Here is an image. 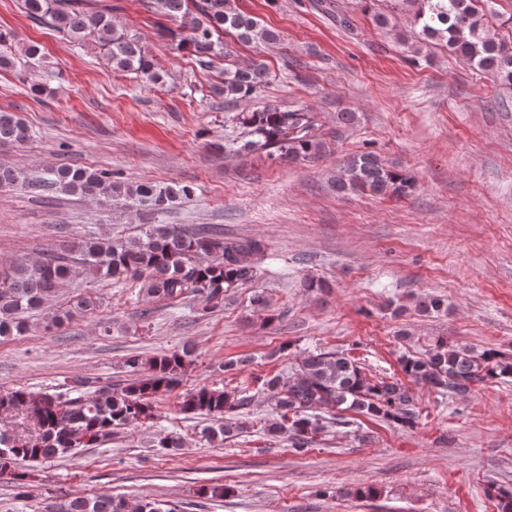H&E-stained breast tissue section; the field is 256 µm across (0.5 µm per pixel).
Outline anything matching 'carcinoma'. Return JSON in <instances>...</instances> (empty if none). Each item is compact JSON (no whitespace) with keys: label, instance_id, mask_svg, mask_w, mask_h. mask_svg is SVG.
Returning <instances> with one entry per match:
<instances>
[{"label":"carcinoma","instance_id":"1","mask_svg":"<svg viewBox=\"0 0 512 512\" xmlns=\"http://www.w3.org/2000/svg\"><path fill=\"white\" fill-rule=\"evenodd\" d=\"M392 10L411 11L417 37L441 41L448 53L468 62L477 71L505 84H512V44L490 35L481 0H385ZM27 17L52 29L77 45L95 43L114 71L132 73L145 85L163 79L152 57L136 34L112 23L109 9H91L85 0H22ZM149 7L167 18L178 19L179 29L167 36L172 49L195 56L208 66L224 56L222 34L233 31L243 42H271L275 31L237 11L230 0H151ZM16 33L0 29V67L22 70L44 66L43 56L29 45L16 56L12 47ZM261 66L224 69V80L215 93L224 102L246 99L266 82ZM230 127L224 135V150L262 153L271 159L296 161L318 156L323 147L322 125L305 108L267 105L224 117ZM30 139L27 126L9 112H0V144H23ZM417 187L414 175L387 166L372 150L349 157L340 178L339 192L355 191L379 198L411 196ZM0 188L20 189L50 197L54 194L117 198L140 211L145 219L161 214L193 196V189L178 182L128 184L112 179V173L82 167L44 171L29 179L14 168L0 166ZM271 254L261 239L230 238L218 229L188 230L182 224H147L133 238L105 239L88 235L73 241L65 252L48 250L43 256L21 261L0 272V338L18 336L27 323L22 315L51 302L67 282L77 279L132 282L145 299L178 300L204 294L221 301L224 294L254 283L269 263ZM90 296L73 307L47 318L50 330L75 311L95 308ZM124 364L131 377L119 384L95 385L75 379L63 391L35 395L25 388L0 390V415L22 414V429L0 430V474L22 469L25 477L39 465L55 458L74 456L81 448H97L116 430L143 424L155 417V401L175 389L193 365L191 351L174 350L145 360L129 354ZM410 381L436 389L440 394H469L473 386L494 380H512V356L493 349L477 350L435 340L422 356L405 354L400 359ZM260 390L271 393L272 406L267 432L284 436L300 452L318 443L353 411L364 417L413 430L420 412L410 388L399 380L378 378L364 371L359 362L337 350L313 351L292 367L287 378L264 379ZM254 398L244 387L226 391L200 386L184 393L180 412L188 417L206 416L217 426L204 436L221 443L224 437L245 429L231 414L249 406ZM58 512H127L122 498L74 497ZM135 512H180L151 498L138 501Z\"/></svg>","mask_w":512,"mask_h":512}]
</instances>
